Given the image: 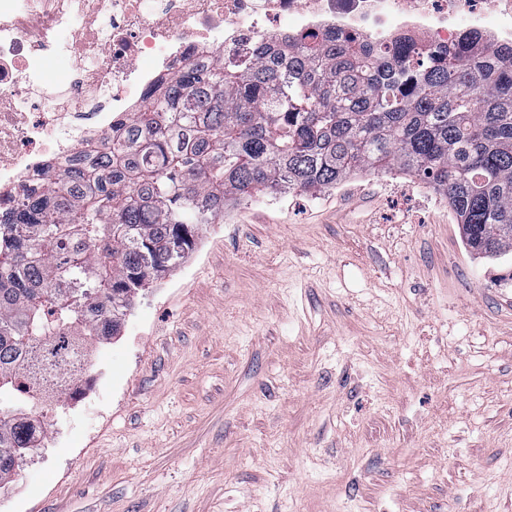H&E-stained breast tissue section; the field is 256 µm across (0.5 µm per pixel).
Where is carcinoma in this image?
<instances>
[{"mask_svg":"<svg viewBox=\"0 0 512 512\" xmlns=\"http://www.w3.org/2000/svg\"><path fill=\"white\" fill-rule=\"evenodd\" d=\"M361 172L421 177L471 254L512 256V49L310 33L190 62L119 136L22 200L0 221V489L93 344L119 334L200 228L256 194H313Z\"/></svg>","mask_w":512,"mask_h":512,"instance_id":"obj_1","label":"carcinoma"}]
</instances>
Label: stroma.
<instances>
[{
    "instance_id": "35a3bbf8",
    "label": "stroma",
    "mask_w": 512,
    "mask_h": 512,
    "mask_svg": "<svg viewBox=\"0 0 512 512\" xmlns=\"http://www.w3.org/2000/svg\"><path fill=\"white\" fill-rule=\"evenodd\" d=\"M91 365L0 512H512V259L417 177L228 211ZM102 391L99 375L87 370L75 380L63 395L66 404L72 406H88L93 399H97Z\"/></svg>"
}]
</instances>
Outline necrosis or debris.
<instances>
[{
  "label": "necrosis or debris",
  "instance_id": "1",
  "mask_svg": "<svg viewBox=\"0 0 512 512\" xmlns=\"http://www.w3.org/2000/svg\"><path fill=\"white\" fill-rule=\"evenodd\" d=\"M321 32L429 49L477 33L501 49L512 0H0V211L100 150L188 61L229 63L274 37ZM52 55L69 64L61 90L45 77Z\"/></svg>",
  "mask_w": 512,
  "mask_h": 512
}]
</instances>
